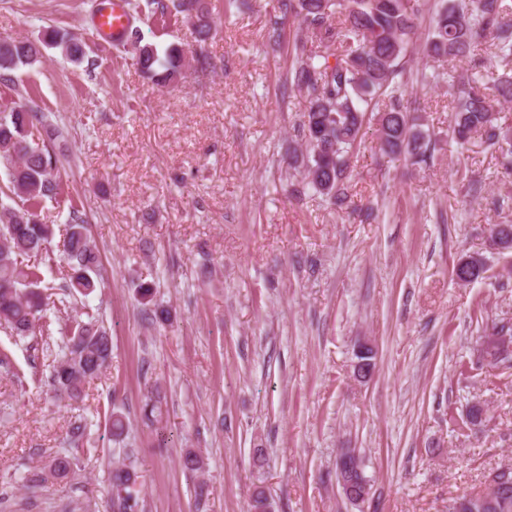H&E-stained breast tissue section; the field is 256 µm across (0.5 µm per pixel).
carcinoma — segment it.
Instances as JSON below:
<instances>
[{
	"mask_svg": "<svg viewBox=\"0 0 512 512\" xmlns=\"http://www.w3.org/2000/svg\"><path fill=\"white\" fill-rule=\"evenodd\" d=\"M282 18L298 20L306 37L322 47L307 50L306 42L294 46L289 71L292 86L305 93L306 111L300 131L305 154L294 157L301 168L304 186L326 198L339 209L347 203L349 161L360 145L366 119L376 121L379 151L385 156L404 154L415 163L429 158L431 137L422 125L413 122L404 103L405 64L409 48L418 41L419 0H279ZM195 19L199 36L211 31L205 0H133L130 16L159 13L168 9ZM130 35L136 64L146 77L168 83L177 78L185 51L170 45L164 56L156 47L140 44L139 30ZM493 36L503 56L512 55V14L503 0H439L433 24L421 44L422 52L433 60L469 57L487 36ZM43 44L56 47L72 62L83 61L81 42L64 38L51 30ZM41 54L40 45L25 40L0 41V81H11L12 72L30 65ZM452 89L453 117L450 137L460 144L482 136L500 149L506 167L512 166V131L498 124L497 110L486 94L495 91L499 103H512V73L504 71L484 79L464 82L448 79ZM62 135L43 112L14 110L0 116V159L9 165L10 194L20 198L19 207L0 208V326L20 339L38 343L45 325L43 312L55 302L76 303L100 287V257L90 239L84 220L70 214L64 237L54 242V225L41 217L40 205L62 190L60 159L53 140ZM489 238L502 249L512 248V224H494ZM63 262L67 274L62 281L42 285L40 267ZM483 260L460 258L453 269L456 280L471 283L485 278ZM58 353L46 385L59 400L84 397L88 380L104 373L112 361V336L99 312L84 316L59 329ZM489 361L512 367V349L498 344L484 345L476 365ZM159 389L150 390L144 417L151 423L161 412ZM104 424L118 442L129 433L126 415L111 405ZM111 472L113 512H141L138 485V458L134 449ZM181 467L189 472L204 469L202 456L188 451ZM78 461L68 452L55 454L42 467H32L24 475L31 487L58 481H76ZM336 479L342 495L359 506L370 494V480L362 460L342 450L336 458ZM248 512H272L266 492L257 487L250 496ZM451 512H512V465L493 472L487 488L454 499Z\"/></svg>",
	"mask_w": 512,
	"mask_h": 512,
	"instance_id": "1",
	"label": "carcinoma"
}]
</instances>
